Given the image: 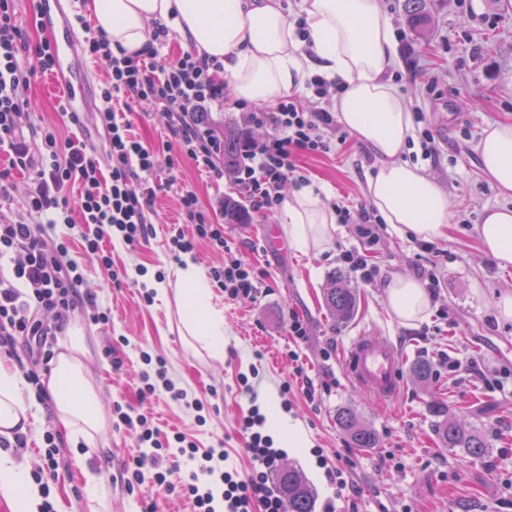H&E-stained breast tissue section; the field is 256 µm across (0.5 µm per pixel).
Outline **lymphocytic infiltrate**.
<instances>
[{
  "label": "lymphocytic infiltrate",
  "instance_id": "f902f5d3",
  "mask_svg": "<svg viewBox=\"0 0 512 512\" xmlns=\"http://www.w3.org/2000/svg\"><path fill=\"white\" fill-rule=\"evenodd\" d=\"M171 35L166 24L155 23L146 46L134 53L113 49L100 32L86 38L88 53L107 70L96 114L106 133L100 147L63 136L54 125L36 126L35 109L20 89L34 70H55L56 48L47 39L30 40L17 23L14 0H0V151L8 157L7 168L0 170V258H9L11 264L8 272H0V353L13 357L18 346H25V377L31 385H39V370L51 354L50 339L72 312L88 307L91 322H109L108 313L98 310L94 294L83 291V273L69 259L67 245H48L51 227L91 225L93 233L84 237V250L119 284L124 277L113 270L107 243L117 238L130 249L139 248L152 232L158 193L179 189L181 221L172 225L168 240L172 257L194 251L201 242L222 249L224 263L212 269L213 279L228 299L254 298L259 289L253 266L229 244L217 220L223 205L203 209L193 189L182 182L184 167L217 181L231 175L252 210L265 216L281 207L286 184H307L300 156H326L346 141L334 110V99L345 85L316 74L306 88L316 97L317 107L306 106L303 94L294 91L272 106L241 104L238 158L234 167L225 168L224 122L216 117L224 109V82L219 77L224 65L193 48L170 60L161 58ZM154 112L160 114L167 132L166 140L158 144L142 141L132 131L135 118ZM254 127L267 129V136L252 137ZM33 128L40 132L36 143L26 135ZM17 171L31 180L21 215L11 208ZM74 185L79 186L80 196L73 201L68 190ZM333 208L339 223L356 225L362 244L361 249L341 251L340 261L361 284L374 285L380 270L370 257L386 229L382 217L363 202L340 200ZM143 362L141 395L155 394L161 387L174 401L199 408L197 399L168 379L163 358L147 353ZM115 415L119 424L135 431L141 448L125 466L128 487L147 483L172 489L174 456L180 453L200 459L181 486L196 512H286L270 482L280 451L263 433L259 413H251L242 426L251 472L239 481L224 468L223 442L201 452L181 433L161 432L144 414L119 408Z\"/></svg>",
  "mask_w": 512,
  "mask_h": 512
}]
</instances>
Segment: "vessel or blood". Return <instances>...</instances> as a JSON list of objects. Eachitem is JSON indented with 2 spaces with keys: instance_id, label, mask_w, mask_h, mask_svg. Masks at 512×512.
<instances>
[{
  "instance_id": "1",
  "label": "vessel or blood",
  "mask_w": 512,
  "mask_h": 512,
  "mask_svg": "<svg viewBox=\"0 0 512 512\" xmlns=\"http://www.w3.org/2000/svg\"><path fill=\"white\" fill-rule=\"evenodd\" d=\"M345 366L352 384L363 393L391 399L405 383L404 359L389 341L358 336L346 350Z\"/></svg>"
}]
</instances>
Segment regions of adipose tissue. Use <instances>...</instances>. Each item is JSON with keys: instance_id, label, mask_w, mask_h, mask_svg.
Returning a JSON list of instances; mask_svg holds the SVG:
<instances>
[{"instance_id": "ef3b65f1", "label": "adipose tissue", "mask_w": 512, "mask_h": 512, "mask_svg": "<svg viewBox=\"0 0 512 512\" xmlns=\"http://www.w3.org/2000/svg\"><path fill=\"white\" fill-rule=\"evenodd\" d=\"M96 29L113 47L141 50L152 22L164 21L199 54L217 59L236 102L273 105L286 92L303 91L314 74L341 78L347 85L334 109L342 125L376 156L367 177V195L396 230L422 241L446 238L450 201L444 188L417 163L406 160L413 117L391 72L399 45L381 0H301L298 12L279 0H88ZM304 19L307 38L297 34ZM482 175L493 183L501 204L486 209L478 226L483 252L499 267L512 266V123L485 130L476 147ZM281 226L302 254L319 253L337 229L336 213L308 185L285 198ZM184 333L215 358L224 355V314L213 303L211 284L193 262L177 267ZM391 312L406 326L422 321L431 306L425 285L396 274L385 285ZM52 361L46 386L56 416L68 434L93 443L105 427L99 395L86 376L85 335L68 325ZM18 369L0 362V437L26 432L32 406ZM0 498L11 512H38V491L26 470L0 451Z\"/></svg>"}]
</instances>
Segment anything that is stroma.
<instances>
[{
    "label": "stroma",
    "mask_w": 512,
    "mask_h": 512,
    "mask_svg": "<svg viewBox=\"0 0 512 512\" xmlns=\"http://www.w3.org/2000/svg\"><path fill=\"white\" fill-rule=\"evenodd\" d=\"M426 3L432 25L422 40L409 31L405 0H382L395 30L406 34L416 53L419 77L403 78L399 86L408 105L422 109L436 137L439 156L425 169L453 203L450 228L433 252L420 249L410 235L386 229L372 257L383 281L414 274L419 266L434 270L440 286L425 318L412 328L402 325L385 304L382 284L366 287L346 272L338 255L360 247L354 225H339L329 249L304 256L279 229L277 215L253 213L248 223L225 225L224 235L245 251L260 293L231 301L222 287H214V301L224 311V356L216 359L183 345L176 299L145 302L133 284L137 278L148 284L156 275L171 276L176 267L167 247L170 226L179 217L175 191L157 197L154 234L147 243L132 251L113 240V267L128 274L120 285L86 256L80 228L56 225L53 239L69 241L70 259L82 266L88 288L112 321L102 330L86 323L82 313L73 316L87 336V374L108 425L94 448L63 438L59 467L47 478L54 512H144L150 503L156 512H193L180 490H129L124 468L139 448L132 430L116 427L114 404L132 406L162 432L185 433L203 449L223 440L227 470L244 478L250 459L239 423L255 409L267 414L272 402L306 434V448L283 451L281 462L300 469L314 488L315 512H455L460 504L467 512H512V322L499 320L495 306L498 296L512 292V269H500L478 240L484 210L501 198L482 176L475 151L486 128L512 122V0ZM85 11L86 0H50L47 13L38 17L30 0H15L18 22L35 40L55 41L63 31L77 30L75 17ZM58 77L83 82V108L96 111L98 88L106 77L100 60L72 43L61 56ZM362 157V144L351 137L335 155H305L300 163L310 181L327 186L324 203L342 196L363 201ZM334 273L339 286L358 296L351 319H332L325 307L323 293ZM295 314L307 323V334L298 341L288 334ZM358 335L391 340L406 361L429 360L432 379L407 377L389 401L365 397L344 365V352ZM111 346L124 360L121 370H114L106 353ZM293 351L314 383L315 399L300 389L294 372L299 362L289 357ZM146 352L165 359L170 380L198 398L202 411L186 408L162 390L141 397ZM472 359L480 374L467 371ZM435 399L447 404L449 419L486 437L490 449L484 458L443 447L428 411ZM343 407L354 409L376 430L378 447L351 446L336 424ZM34 412L27 447L11 451L30 473L38 468L37 446L44 431L58 426L55 411L44 404H36ZM340 456L351 461L343 489L328 477ZM92 483L108 489L103 506L90 505L87 487Z\"/></svg>",
    "instance_id": "35a3bbf8"
}]
</instances>
